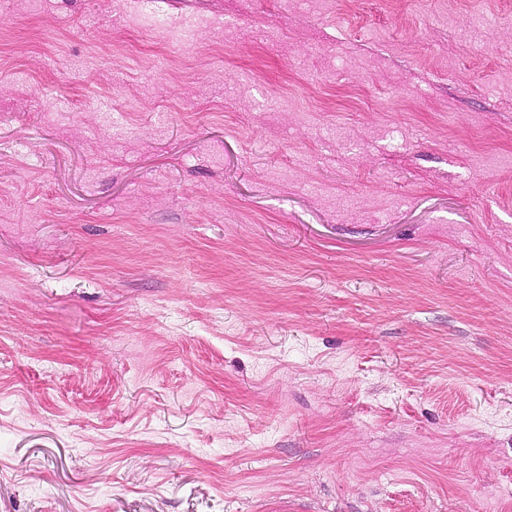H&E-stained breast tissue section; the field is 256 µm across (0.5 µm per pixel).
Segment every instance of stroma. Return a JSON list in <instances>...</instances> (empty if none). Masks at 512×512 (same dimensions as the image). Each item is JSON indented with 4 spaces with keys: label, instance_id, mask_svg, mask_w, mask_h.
Segmentation results:
<instances>
[{
    "label": "stroma",
    "instance_id": "stroma-1",
    "mask_svg": "<svg viewBox=\"0 0 512 512\" xmlns=\"http://www.w3.org/2000/svg\"><path fill=\"white\" fill-rule=\"evenodd\" d=\"M0 512H512V0H0Z\"/></svg>",
    "mask_w": 512,
    "mask_h": 512
}]
</instances>
